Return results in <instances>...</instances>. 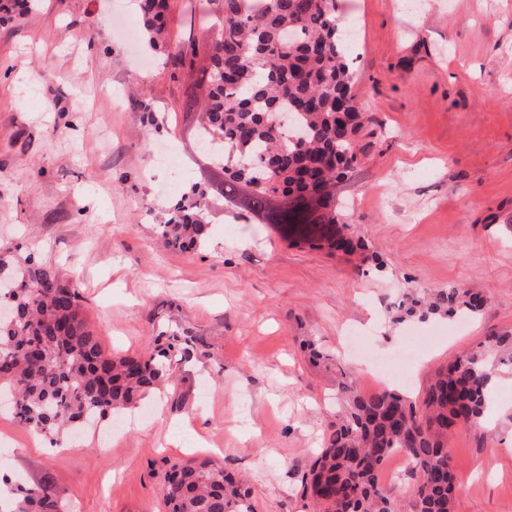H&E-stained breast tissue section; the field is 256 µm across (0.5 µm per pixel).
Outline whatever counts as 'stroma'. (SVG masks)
Returning a JSON list of instances; mask_svg holds the SVG:
<instances>
[{
    "mask_svg": "<svg viewBox=\"0 0 512 512\" xmlns=\"http://www.w3.org/2000/svg\"><path fill=\"white\" fill-rule=\"evenodd\" d=\"M205 0H172L171 34L132 38L135 0H32L0 26V253L24 243L78 287L109 353L195 336L162 401L65 447L0 412V472L49 482L69 512H164V460L210 458L250 482L257 512H305L295 488L336 420L340 355L361 391L422 398L437 369L512 329V0H336L354 28V93L371 121L336 201L359 257L293 246L214 202L194 252L157 226L205 163L182 107L180 42L212 36ZM149 140H142L144 129ZM487 296L476 317L397 321L403 292ZM363 338L364 355L348 335ZM408 353L401 380L366 359ZM488 426L448 434L457 512H512V373Z\"/></svg>",
    "mask_w": 512,
    "mask_h": 512,
    "instance_id": "35a3bbf8",
    "label": "stroma"
}]
</instances>
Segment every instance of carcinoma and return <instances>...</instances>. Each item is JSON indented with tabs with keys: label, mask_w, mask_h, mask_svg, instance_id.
<instances>
[{
	"label": "carcinoma",
	"mask_w": 512,
	"mask_h": 512,
	"mask_svg": "<svg viewBox=\"0 0 512 512\" xmlns=\"http://www.w3.org/2000/svg\"><path fill=\"white\" fill-rule=\"evenodd\" d=\"M218 42L207 52L205 96L188 88L185 107L204 143L206 180L195 183L158 225L173 249L204 241L206 212L216 197L252 224H273L287 241L329 252L367 251L344 232L336 186L357 163L360 108L340 112L353 94L347 34L336 0H217ZM150 42L167 39L170 0H140ZM291 116L287 128L275 117ZM304 138L290 141L292 131ZM13 284L14 314L0 316V397L18 424L65 444L82 422L127 409L174 383L177 365L197 351L195 337L160 333L136 354L115 356L89 328L75 285L31 258L0 255ZM486 299L460 288L430 296L406 291L400 317L475 316ZM512 370V330L492 331L435 375L417 405L403 391L359 390L341 373L342 412L301 477L298 494L311 512H401L400 491L381 482L390 456L412 461L410 512H456V473L448 433L476 427L488 413L490 386ZM0 512H65L49 483H14ZM165 512H256L247 484L210 459L175 462L164 472Z\"/></svg>",
	"instance_id": "carcinoma-1"
}]
</instances>
